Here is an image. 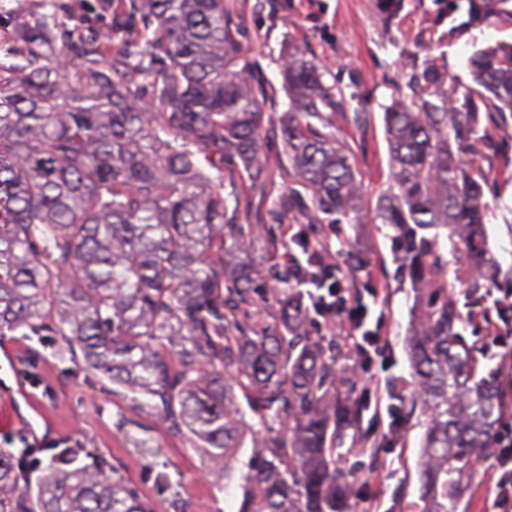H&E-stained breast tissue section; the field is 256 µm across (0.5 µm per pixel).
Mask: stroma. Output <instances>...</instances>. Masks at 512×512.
<instances>
[{
    "label": "stroma",
    "instance_id": "obj_1",
    "mask_svg": "<svg viewBox=\"0 0 512 512\" xmlns=\"http://www.w3.org/2000/svg\"><path fill=\"white\" fill-rule=\"evenodd\" d=\"M233 30L242 44L244 59L263 77L267 105L260 131L267 173L244 186L252 209L248 218L254 243L242 260L256 270H287L283 248L268 246L269 238H282L291 214L278 204L291 184L286 176L279 118L288 108L280 65L288 42L304 45L309 58L336 77L342 88L357 87L363 97L361 122L337 119L338 136L354 156L363 207L359 220L343 224L340 235L326 244L342 282L360 291L380 289L379 301L370 305L367 329L382 328L388 338L385 352L363 362L360 376L349 377L355 393L373 388L383 404L408 409L415 393L406 350L412 333L417 298L409 281L396 275L387 238L388 229L376 217V204L391 180V163L385 137L384 107L393 85L402 83L412 65L431 59L455 75L458 89L470 86L466 67L479 47L512 40V19L465 29L464 12L449 13L448 0H403L391 22H383L377 0H224ZM483 167L497 182L486 225L492 262L479 284L483 288L512 283V127L487 150ZM448 299L462 311L472 310L477 293L472 278L463 274V257L446 253ZM56 340L46 344L21 336L0 337V448L21 447L23 440L65 439L96 448L110 457L129 485L152 499L156 512H170L154 475L142 468L125 449V439L115 425L120 413L140 423L156 439L162 461L179 478L180 512H235L240 490L225 484L224 474L188 439L172 434L166 422L149 411L132 409L130 402L113 397L110 388L78 373L70 362L56 358ZM34 356L38 372L50 392L32 387L17 360ZM397 381L401 399L388 395ZM423 427L407 419L399 440L378 448L358 450L344 466L358 478H371L376 498L372 512H417L418 472Z\"/></svg>",
    "mask_w": 512,
    "mask_h": 512
}]
</instances>
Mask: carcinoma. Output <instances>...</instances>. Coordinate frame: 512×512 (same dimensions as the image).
I'll use <instances>...</instances> for the list:
<instances>
[{"instance_id": "cac0c4a2", "label": "carcinoma", "mask_w": 512, "mask_h": 512, "mask_svg": "<svg viewBox=\"0 0 512 512\" xmlns=\"http://www.w3.org/2000/svg\"><path fill=\"white\" fill-rule=\"evenodd\" d=\"M3 8L0 41V336H58V355L146 406L238 479L237 512H352L341 459L359 397L338 355L310 336L303 293L264 324L257 273L228 258L252 231L224 177L266 170L261 80L224 0H119L112 48L56 21ZM465 25L512 18V0H465ZM280 117L288 177L281 201L314 234L358 219L352 152L335 133L347 95L288 44ZM472 86L427 60L395 86L384 121L392 177L376 217L420 303L408 357L423 416L419 512H456L472 457L494 446L496 374L479 375L448 301L440 249L489 263L484 224L495 181L481 158L512 116V42L468 58ZM217 171L204 172L200 160ZM288 420V428L275 424ZM129 453L173 487L154 439L124 431ZM0 512H154L94 448H0Z\"/></svg>"}]
</instances>
